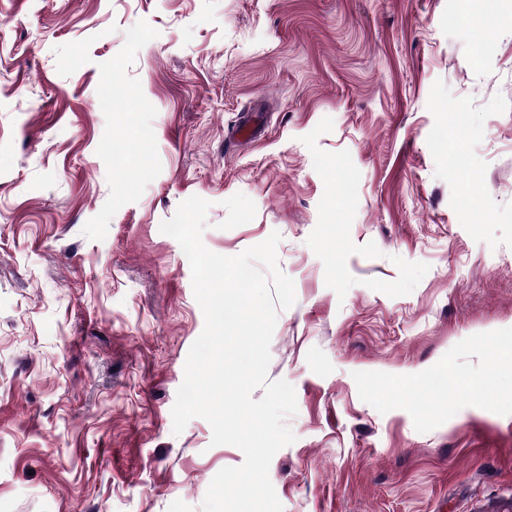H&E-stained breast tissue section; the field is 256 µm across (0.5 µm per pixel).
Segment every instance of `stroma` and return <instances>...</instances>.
<instances>
[{
  "label": "stroma",
  "mask_w": 512,
  "mask_h": 512,
  "mask_svg": "<svg viewBox=\"0 0 512 512\" xmlns=\"http://www.w3.org/2000/svg\"><path fill=\"white\" fill-rule=\"evenodd\" d=\"M194 195L214 253L282 236L284 512H512V0H0V512L243 463L173 432Z\"/></svg>",
  "instance_id": "35a3bbf8"
}]
</instances>
